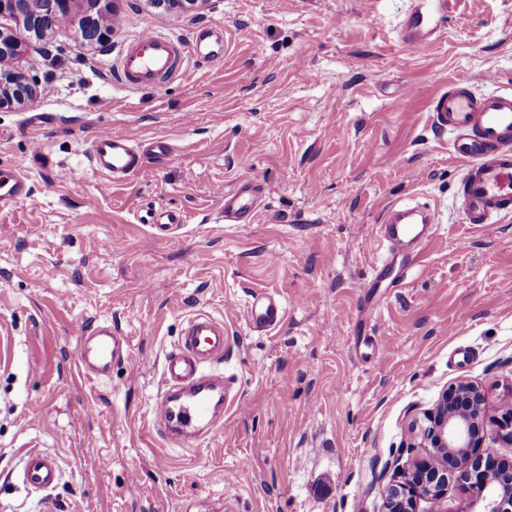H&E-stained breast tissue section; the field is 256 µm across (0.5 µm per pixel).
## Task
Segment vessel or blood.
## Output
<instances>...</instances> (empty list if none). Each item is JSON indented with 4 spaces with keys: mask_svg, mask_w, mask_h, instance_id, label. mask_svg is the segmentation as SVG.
I'll use <instances>...</instances> for the list:
<instances>
[{
    "mask_svg": "<svg viewBox=\"0 0 512 512\" xmlns=\"http://www.w3.org/2000/svg\"><path fill=\"white\" fill-rule=\"evenodd\" d=\"M450 0H411L400 22L402 40L426 47L440 38L448 18ZM196 58L208 61L224 55V34L214 27L200 29L194 37ZM187 62L178 38L148 30L133 39L121 54L116 80L131 88L156 86L182 74ZM432 127L449 135L451 155L465 164L459 181L458 206L468 224H488L512 215V92L475 91L471 81L457 80L439 90L431 102ZM172 145L163 139L136 141L124 135L105 134L93 142V168L112 182L135 172L143 156L170 155ZM261 189L241 183L222 191L225 223L239 224L255 209ZM32 194L27 175L19 169H0V210ZM439 224L437 212L428 206L404 202L384 211L379 235L389 252L418 253ZM286 311L273 296H254L246 307L254 328L269 330L280 325ZM77 367L86 376L106 375L113 364L131 358L128 337L110 327L78 326ZM226 336L223 320L205 312L190 316L181 337L165 357L160 373L161 390L152 407L149 430L163 443L174 437L195 438L196 424L207 417L212 404L214 371L224 361ZM20 478L30 489L49 491L60 480L55 457L31 451L24 458Z\"/></svg>",
    "mask_w": 512,
    "mask_h": 512,
    "instance_id": "b4317fda",
    "label": "vessel or blood"
}]
</instances>
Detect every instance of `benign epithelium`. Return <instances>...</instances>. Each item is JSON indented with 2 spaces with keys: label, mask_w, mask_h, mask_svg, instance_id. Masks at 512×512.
Segmentation results:
<instances>
[{
  "label": "benign epithelium",
  "mask_w": 512,
  "mask_h": 512,
  "mask_svg": "<svg viewBox=\"0 0 512 512\" xmlns=\"http://www.w3.org/2000/svg\"><path fill=\"white\" fill-rule=\"evenodd\" d=\"M71 0H0V18L8 17L43 35L48 20L70 11ZM112 28L97 20L79 32L84 43L103 44ZM25 47L0 30V63L23 56ZM34 83L21 72L0 67V107L21 105L33 97ZM494 442L484 443L485 431ZM420 444L430 452L402 471L387 490L384 512H446L449 484L468 500L469 512H505L512 491L492 493L498 448L512 447V384L492 407L485 390L461 381L427 410L420 422Z\"/></svg>",
  "instance_id": "1"
}]
</instances>
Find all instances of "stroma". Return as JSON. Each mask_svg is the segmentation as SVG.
Here are the masks:
<instances>
[{
    "label": "stroma",
    "instance_id": "stroma-1",
    "mask_svg": "<svg viewBox=\"0 0 512 512\" xmlns=\"http://www.w3.org/2000/svg\"><path fill=\"white\" fill-rule=\"evenodd\" d=\"M409 2L111 0L103 45L75 40L93 0L42 36L14 26L37 94L0 109V168L33 187L0 213V512H43L18 477L33 448L58 459L57 512H382L396 470L422 454L414 418L461 380L497 404L512 384V216L464 222L463 166L429 104L489 73L512 91V0H452L426 48L399 40ZM202 25L223 30L222 60L157 87L113 80L142 31L188 51ZM111 132L173 153L106 185L88 155ZM243 180L261 200L249 223H224L220 192ZM399 200L440 224L406 277L391 262V288L371 276L387 252L378 221ZM167 211L185 217L175 231L138 221ZM256 292L286 310L271 331L246 321ZM198 311L223 319L226 388L248 411L164 447L145 422ZM79 324L128 336L130 362L82 377Z\"/></svg>",
    "mask_w": 512,
    "mask_h": 512
}]
</instances>
